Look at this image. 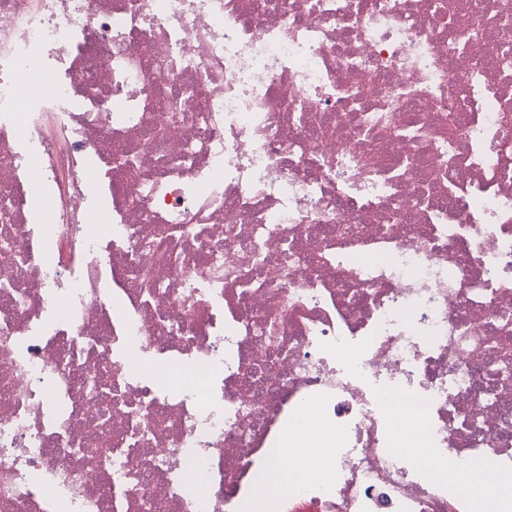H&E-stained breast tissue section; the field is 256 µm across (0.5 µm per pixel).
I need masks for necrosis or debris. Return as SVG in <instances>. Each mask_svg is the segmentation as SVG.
Wrapping results in <instances>:
<instances>
[{"mask_svg":"<svg viewBox=\"0 0 512 512\" xmlns=\"http://www.w3.org/2000/svg\"><path fill=\"white\" fill-rule=\"evenodd\" d=\"M507 52L512 0H0V512H242L290 428L333 468L276 512H470L436 467L512 472Z\"/></svg>","mask_w":512,"mask_h":512,"instance_id":"obj_1","label":"necrosis or debris"}]
</instances>
